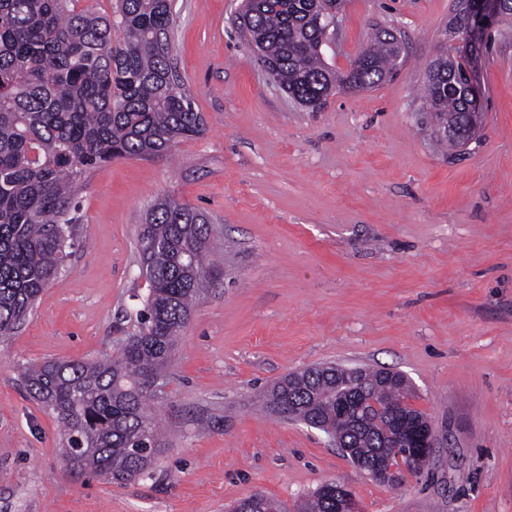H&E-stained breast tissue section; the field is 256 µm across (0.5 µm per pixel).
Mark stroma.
I'll list each match as a JSON object with an SVG mask.
<instances>
[{"instance_id":"obj_1","label":"stroma","mask_w":512,"mask_h":512,"mask_svg":"<svg viewBox=\"0 0 512 512\" xmlns=\"http://www.w3.org/2000/svg\"><path fill=\"white\" fill-rule=\"evenodd\" d=\"M173 53L204 134L151 160L100 166L77 197L69 267L0 342V512H229L260 493L292 504L330 482L359 512H512V23L475 79L480 141L451 153L420 87L456 0H345L349 63L382 28L398 74L321 111L284 93L234 24L241 0H172ZM172 195L214 228L210 286L152 400L166 447L134 480L72 468L22 364L115 354L148 285L138 235ZM317 364L403 373L435 452L393 487L323 432L259 404Z\"/></svg>"}]
</instances>
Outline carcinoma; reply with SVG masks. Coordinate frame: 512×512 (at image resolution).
I'll return each mask as SVG.
<instances>
[{"label":"carcinoma","instance_id":"1","mask_svg":"<svg viewBox=\"0 0 512 512\" xmlns=\"http://www.w3.org/2000/svg\"><path fill=\"white\" fill-rule=\"evenodd\" d=\"M76 0H0V340L26 321L48 284L67 267L76 239V191L87 174L117 158L163 157L202 135L172 50L171 0H117L113 16L76 10ZM337 0H244L235 18L270 79L317 111L339 86L369 90L393 77L395 37L376 33L345 73L324 58L328 39L319 17ZM470 58L439 46L425 67L426 111L468 130L476 95ZM211 225L202 211L164 197L139 235L149 288L138 329L115 356L46 360L23 367L30 397L51 412L72 466L109 481L149 470L165 447L147 405L151 387L170 365L211 267ZM364 394L347 412L342 433L353 463L370 473L379 460L407 463L394 445L412 407L408 379L359 369ZM336 366L292 373L262 394L263 407L327 431L340 415ZM412 426V423L405 424ZM252 512H288L258 495ZM293 512H335L319 488Z\"/></svg>","mask_w":512,"mask_h":512}]
</instances>
